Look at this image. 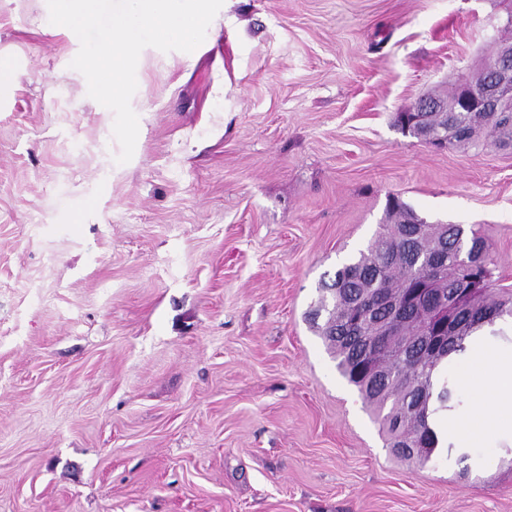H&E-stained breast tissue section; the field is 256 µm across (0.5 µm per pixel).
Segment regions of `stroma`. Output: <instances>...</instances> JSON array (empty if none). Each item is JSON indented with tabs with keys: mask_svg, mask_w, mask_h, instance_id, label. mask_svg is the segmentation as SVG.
<instances>
[{
	"mask_svg": "<svg viewBox=\"0 0 512 512\" xmlns=\"http://www.w3.org/2000/svg\"><path fill=\"white\" fill-rule=\"evenodd\" d=\"M503 40L502 0H224L142 51L119 164L47 0H0V512H512V456L399 461L304 320L391 193L512 290V150L394 125Z\"/></svg>",
	"mask_w": 512,
	"mask_h": 512,
	"instance_id": "stroma-1",
	"label": "stroma"
}]
</instances>
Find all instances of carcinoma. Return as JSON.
I'll return each instance as SVG.
<instances>
[{
  "mask_svg": "<svg viewBox=\"0 0 512 512\" xmlns=\"http://www.w3.org/2000/svg\"><path fill=\"white\" fill-rule=\"evenodd\" d=\"M428 122L448 132L450 146H512V118L500 112H432ZM385 221L373 243L336 270L334 278L322 282L321 296L307 320L336 356L341 374L375 414L395 455L410 461L405 449L423 443L427 451L416 463L425 466L436 457L437 447L429 423L430 400L437 399L445 408L451 397L446 379L433 393L435 371L450 352L463 349L464 339L474 330L504 314L512 316V293L494 287L489 245L479 230L428 224L395 195L388 198ZM373 291L401 296L410 343L385 348L380 366L367 374L359 337L371 332L363 318L366 310L356 300ZM450 293L456 295L457 337L435 359L425 361L416 343L418 329L441 325L438 302Z\"/></svg>",
  "mask_w": 512,
  "mask_h": 512,
  "instance_id": "carcinoma-1",
  "label": "carcinoma"
}]
</instances>
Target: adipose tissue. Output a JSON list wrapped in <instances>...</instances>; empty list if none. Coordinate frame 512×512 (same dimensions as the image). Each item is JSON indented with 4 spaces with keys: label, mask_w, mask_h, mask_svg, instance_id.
<instances>
[{
    "label": "adipose tissue",
    "mask_w": 512,
    "mask_h": 512,
    "mask_svg": "<svg viewBox=\"0 0 512 512\" xmlns=\"http://www.w3.org/2000/svg\"><path fill=\"white\" fill-rule=\"evenodd\" d=\"M438 372L465 396L463 405L452 403L431 415L438 447L456 455L484 449V457L472 463L481 469L495 452L512 447V317L476 330Z\"/></svg>",
    "instance_id": "1"
}]
</instances>
